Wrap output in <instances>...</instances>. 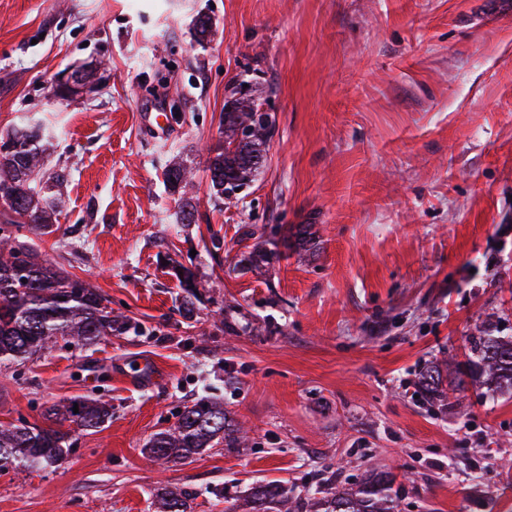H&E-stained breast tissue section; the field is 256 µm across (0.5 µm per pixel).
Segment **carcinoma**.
<instances>
[{
  "label": "carcinoma",
  "instance_id": "obj_1",
  "mask_svg": "<svg viewBox=\"0 0 512 512\" xmlns=\"http://www.w3.org/2000/svg\"><path fill=\"white\" fill-rule=\"evenodd\" d=\"M211 36V17L199 14L193 23V37L202 45ZM224 145L208 167L210 188L215 200L229 198L249 187L262 167L266 147L275 130L276 118L264 111L254 95L240 96L231 90L222 118ZM47 135L40 125L26 124L7 134L0 150V203L9 215L0 221V363L21 364L46 350L62 337L74 349L96 345L104 336L122 334L131 328L121 315L112 314L111 301L79 278L40 256L33 245L19 240L26 226L36 235L49 227L51 214L61 200L53 188L62 184L65 174L48 166L43 142ZM191 171L181 165L168 168L164 181L168 190L178 192ZM199 203L179 197L178 220L195 223ZM314 235L312 225L298 224L290 239L273 242L269 251L249 252L252 264L273 258H286L291 250H308ZM285 251H280L279 247ZM183 290L182 312L190 315L199 299L194 272L184 267L179 273ZM474 359L468 362L470 374H484L495 391L512 392V336H493L487 331L473 338ZM463 377L448 380L443 389L441 366L432 364L419 374L417 386L429 398L445 391L465 390ZM79 412H73V408ZM43 424L25 418L0 429V474L24 469L45 471L61 466L74 452L72 433H95L112 420V406L98 399L79 397L64 404H52L42 413ZM245 438L241 427L229 424L224 405L207 397L185 407L176 425L156 432L144 451L161 461L186 459L218 444L233 446ZM388 471H377L364 478L355 489H345L329 481L307 497L309 510L288 495L276 482L259 481L250 489L253 512H399V490ZM160 512H190L192 494L183 488L160 495Z\"/></svg>",
  "mask_w": 512,
  "mask_h": 512
}]
</instances>
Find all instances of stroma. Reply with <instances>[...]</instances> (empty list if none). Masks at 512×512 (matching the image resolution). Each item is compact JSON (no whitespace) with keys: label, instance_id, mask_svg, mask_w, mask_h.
I'll list each match as a JSON object with an SVG mask.
<instances>
[{"label":"stroma","instance_id":"obj_1","mask_svg":"<svg viewBox=\"0 0 512 512\" xmlns=\"http://www.w3.org/2000/svg\"><path fill=\"white\" fill-rule=\"evenodd\" d=\"M126 2L0 0V136L42 121L67 174L34 246L133 324L0 366V425L112 405L56 470L0 475V512H156L163 487L195 491L194 512H248L255 481L304 495L372 470L401 484L402 512H512V395L472 381L444 406L415 384L430 362L465 370L476 328L512 336V0ZM100 62L94 89L58 95L60 73ZM244 79L277 130L255 181L217 201L208 159ZM175 160L195 172L189 226L164 185ZM293 224L314 254L244 262ZM182 265L199 282L188 319ZM140 361L152 380L131 375ZM203 395L246 444L145 454Z\"/></svg>","mask_w":512,"mask_h":512}]
</instances>
